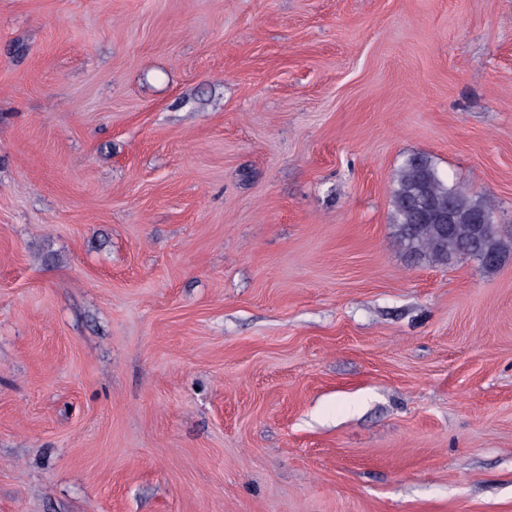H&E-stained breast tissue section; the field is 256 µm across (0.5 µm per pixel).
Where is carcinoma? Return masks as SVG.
I'll use <instances>...</instances> for the list:
<instances>
[{"label":"carcinoma","mask_w":512,"mask_h":512,"mask_svg":"<svg viewBox=\"0 0 512 512\" xmlns=\"http://www.w3.org/2000/svg\"><path fill=\"white\" fill-rule=\"evenodd\" d=\"M453 205L454 230L441 236L435 217ZM396 239L411 257L450 264L468 255L493 269L503 260L505 244L498 232L485 235L474 246L477 220L493 217L491 204L482 196L448 185L438 168L425 156H412L399 168L392 194Z\"/></svg>","instance_id":"cac0c4a2"}]
</instances>
